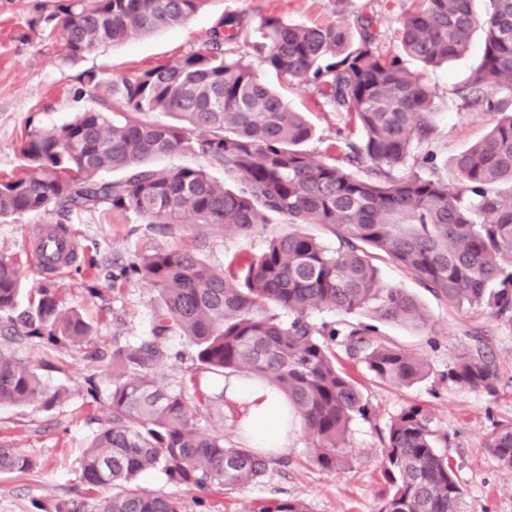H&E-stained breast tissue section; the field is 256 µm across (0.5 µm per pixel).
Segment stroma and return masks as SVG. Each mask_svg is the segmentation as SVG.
<instances>
[{
	"instance_id": "obj_1",
	"label": "stroma",
	"mask_w": 512,
	"mask_h": 512,
	"mask_svg": "<svg viewBox=\"0 0 512 512\" xmlns=\"http://www.w3.org/2000/svg\"><path fill=\"white\" fill-rule=\"evenodd\" d=\"M48 2L0 0V177L11 175L21 164L17 145L25 126L50 128L95 108L91 97L78 92L83 72L131 78L204 49L212 26L224 13L242 11L256 19L276 16L293 24H323L335 21L338 11L360 9L371 18L382 49L392 51L396 48V20L413 7L412 0H204L183 25L99 47L70 65L61 59L59 38L46 37L29 25ZM482 50L483 35L478 32L470 51L448 65L431 70L414 61L409 64L435 94L442 145L437 165L449 180L455 177L453 156L486 131L484 118L458 112L451 102L453 88L465 81ZM262 77L294 110L306 114L314 135L305 148L316 158L327 159L337 132L345 126V117L329 111L312 87L268 71ZM37 224L68 227L77 240V263L49 277L30 266L27 251ZM281 230V225L270 224L243 237L206 227L178 224L168 228L146 224L131 215L110 217L82 210L65 216L51 211L0 220V254L18 261L25 280L19 309L29 307L37 300L39 289L51 284L63 305L81 310L92 327L91 342L81 350L36 339L14 342L0 335V349L10 350L34 366L43 382L68 393L67 401L51 410L36 403L0 407V446L15 448L35 463L26 473H0V512H35V502L50 504L86 491L79 458L101 415L86 389L92 381L99 389L108 387L113 349L149 335L156 308V294L144 280L134 278L109 291L113 263L159 249H189L211 265L223 267L232 256L260 254L269 234ZM377 270L382 285L402 289L417 300L426 313L425 323L379 321L369 310L345 317L316 311L311 319L318 324L343 318L376 324L383 340L425 359L429 374L411 386L394 387L373 379L361 364L346 356L343 347H336L338 364L359 382L372 408L370 419L358 418L350 425L352 467L347 473L334 477L311 463L310 442L296 419L290 424L288 446L280 453V463L274 464L260 483L228 491L216 486L199 493L147 474L139 479V486L181 498L186 512H199L197 501L201 498L210 503L212 512H259L270 501L288 497L303 499L310 512H378L383 489L380 450L387 426L403 407L421 403L432 412L439 433L448 438L445 452L467 490L465 512H512V470L499 468L485 447L493 422L512 421V329L497 325L483 310L459 309L436 299L413 275L391 262H378ZM94 283L103 287L102 297L90 295ZM479 337L488 343L501 378L493 396L461 390L442 380L454 356ZM166 346L170 358L152 369L162 386L183 384L208 394L222 384L221 376L199 370L186 338L170 337ZM240 416L239 406L228 401L198 417L196 424L202 431L219 432L225 440L245 445L249 439L239 424Z\"/></svg>"
}]
</instances>
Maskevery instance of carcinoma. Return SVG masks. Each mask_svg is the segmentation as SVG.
Segmentation results:
<instances>
[{
  "instance_id": "carcinoma-1",
  "label": "carcinoma",
  "mask_w": 512,
  "mask_h": 512,
  "mask_svg": "<svg viewBox=\"0 0 512 512\" xmlns=\"http://www.w3.org/2000/svg\"><path fill=\"white\" fill-rule=\"evenodd\" d=\"M201 3L53 0L31 24L59 34L62 60L75 64L103 45L182 25ZM488 3L478 15L472 0H414L415 8L397 20L395 54L380 48L372 19L362 13L314 26L268 16L256 26L247 13L229 12L204 50L107 83L86 73L83 85L101 108L24 132L21 167L0 179V218L82 209L243 237L274 222L290 227L271 235L260 255L222 270L189 250H155L112 270L114 284L140 277L154 288L151 336L112 351L106 398L94 385L88 390L104 408L80 460L90 494L49 507L37 503L38 512H184L181 499L132 486L146 472L197 491L243 488L266 477L275 460L195 424L224 401V391L205 396L184 386L157 387L150 368L164 358L171 335L189 341L200 369L247 372L279 390L311 439L310 461L334 475L351 466L350 423L368 418L357 381L337 365L336 337L382 383L409 386L428 375L423 359L377 339L372 326L310 320L315 311L371 307L386 320L425 322L413 297L380 286L374 258H388L436 297L482 309L512 328V0ZM478 30L480 61L452 95L458 111L491 114L493 125L454 155L451 186L438 175L394 174L414 148L429 149L437 139L435 96L404 59L437 68L465 55ZM240 41L254 61L229 49ZM260 67L313 86L330 111L349 117L353 129L338 146L343 163L305 149L312 126L260 77ZM179 151L201 156L224 180L202 167L151 165ZM117 170L122 177H104ZM302 224L327 229L336 248L297 230ZM20 287L16 261L0 254L5 335L77 349L89 344L90 324L48 288L16 310ZM443 379L490 396L498 391V370L481 339L455 356ZM66 398L65 390L44 384L31 366L0 350V405L38 402L52 409ZM438 444L426 406L410 404L391 418L381 449L379 512H463L465 488ZM486 448L512 470V422L495 425ZM32 468L19 450L0 447L1 472ZM260 512H308V506L288 498Z\"/></svg>"
}]
</instances>
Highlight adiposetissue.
Segmentation results:
<instances>
[{
  "label": "adipose tissue",
  "mask_w": 512,
  "mask_h": 512,
  "mask_svg": "<svg viewBox=\"0 0 512 512\" xmlns=\"http://www.w3.org/2000/svg\"><path fill=\"white\" fill-rule=\"evenodd\" d=\"M228 400L242 404V428L251 435L256 447L274 451L283 449L288 439L287 404L266 384L254 379L232 378L224 383Z\"/></svg>",
  "instance_id": "obj_1"
}]
</instances>
